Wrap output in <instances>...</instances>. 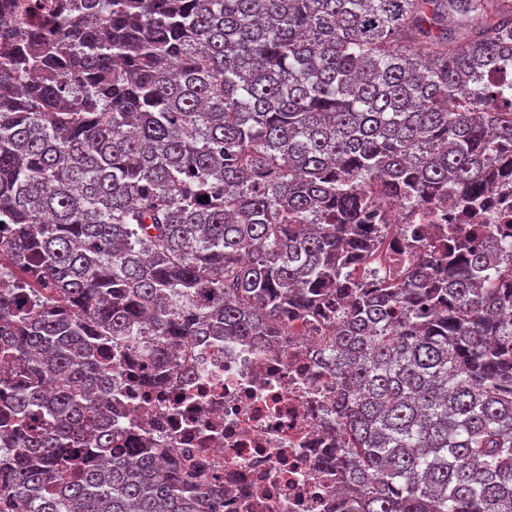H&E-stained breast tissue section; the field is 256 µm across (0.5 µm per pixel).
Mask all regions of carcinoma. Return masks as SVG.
<instances>
[{
    "label": "carcinoma",
    "instance_id": "1",
    "mask_svg": "<svg viewBox=\"0 0 512 512\" xmlns=\"http://www.w3.org/2000/svg\"><path fill=\"white\" fill-rule=\"evenodd\" d=\"M0 6V512H224L112 429V349L314 321L363 512H512V236L371 283L374 198L512 181V0ZM204 200H199V197Z\"/></svg>",
    "mask_w": 512,
    "mask_h": 512
}]
</instances>
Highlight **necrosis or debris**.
Here are the masks:
<instances>
[{
  "instance_id": "4bbe7bcc",
  "label": "necrosis or debris",
  "mask_w": 512,
  "mask_h": 512,
  "mask_svg": "<svg viewBox=\"0 0 512 512\" xmlns=\"http://www.w3.org/2000/svg\"><path fill=\"white\" fill-rule=\"evenodd\" d=\"M388 256L378 275L406 259L410 225L456 224L452 209L380 203ZM307 329L254 347L227 337L188 343L158 391L140 388L126 356L113 361L112 425L155 448L205 463L224 482V512H350L343 469L328 464L336 428V377Z\"/></svg>"
}]
</instances>
